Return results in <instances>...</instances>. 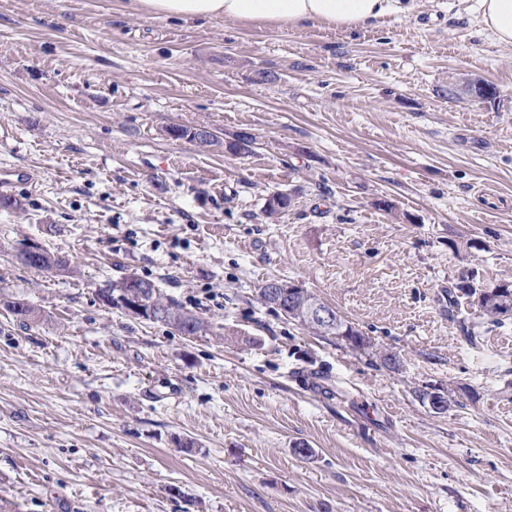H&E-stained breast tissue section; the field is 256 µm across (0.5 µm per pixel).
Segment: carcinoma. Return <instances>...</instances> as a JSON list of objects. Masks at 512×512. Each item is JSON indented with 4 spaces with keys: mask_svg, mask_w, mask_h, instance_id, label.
Listing matches in <instances>:
<instances>
[{
    "mask_svg": "<svg viewBox=\"0 0 512 512\" xmlns=\"http://www.w3.org/2000/svg\"><path fill=\"white\" fill-rule=\"evenodd\" d=\"M168 133L175 139L189 137L204 146H211L215 141V135L213 134L200 138L193 130L178 125L169 127ZM289 204L290 199L288 195L279 192L272 194L267 200L265 209L267 217L270 219L275 218L282 210L288 208ZM25 266L37 271H50L52 269L64 271L68 268V260L63 256L55 255L42 249L37 258L29 259ZM138 281L146 285V288L142 289L140 297L141 310H151L153 322L169 326L184 336H207L212 333L213 326L209 321L196 314H188V311L184 310L173 299L166 297L155 282L141 277L138 278ZM126 292V278L123 277L98 289V296L102 303L108 307L122 309L137 318L143 317L141 310L132 309L127 305ZM460 293L477 299L478 306L483 314L492 318L493 321H503L504 313L491 305L488 289L479 288L471 283L467 285L459 284L456 286V291L448 292V312H453V308L458 305V294ZM296 307L297 299L289 297L284 299L281 305L273 307V310L281 312L290 320L312 330L319 336L341 338L348 342L351 347L358 350H369L374 347L369 338L353 329L344 319L340 318V315L336 314L334 308H329V311L335 314V318L338 319V327L330 331H322L303 314L297 312ZM8 310L13 315L22 318H30L35 313L33 305L25 298H16L9 302ZM187 314L190 315V320L188 321L184 319V316Z\"/></svg>",
    "mask_w": 512,
    "mask_h": 512,
    "instance_id": "carcinoma-1",
    "label": "carcinoma"
}]
</instances>
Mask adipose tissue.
<instances>
[{
	"label": "adipose tissue",
	"instance_id": "ef3b65f1",
	"mask_svg": "<svg viewBox=\"0 0 512 512\" xmlns=\"http://www.w3.org/2000/svg\"><path fill=\"white\" fill-rule=\"evenodd\" d=\"M138 13L183 20L222 19L270 28L322 24L340 29L375 25L399 11L400 0H130ZM480 21L495 42L512 45V0H478Z\"/></svg>",
	"mask_w": 512,
	"mask_h": 512
}]
</instances>
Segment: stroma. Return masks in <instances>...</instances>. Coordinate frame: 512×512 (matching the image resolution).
<instances>
[{"label": "stroma", "mask_w": 512, "mask_h": 512, "mask_svg": "<svg viewBox=\"0 0 512 512\" xmlns=\"http://www.w3.org/2000/svg\"><path fill=\"white\" fill-rule=\"evenodd\" d=\"M1 126L32 181L0 205V512H512V318L443 302L512 280V47L477 0L350 31L0 0ZM130 274L221 334L104 305ZM276 277L399 370L258 304ZM18 258L21 263L27 267L35 269L37 271H52L55 269L57 271L66 270L68 268V260L59 255H55L47 250L40 248V253L37 255V258H30L28 262H25V259H22L18 253ZM472 284L469 282L466 286L462 283L456 285L455 289L467 297H474L477 299L478 306L481 308L484 315L492 318L493 322H501L511 316H504V313L497 309L496 306L491 305L488 290L491 288H479L481 285L474 277H471ZM474 283L477 285L475 286ZM512 318V317H511Z\"/></svg>", "instance_id": "35a3bbf8"}]
</instances>
